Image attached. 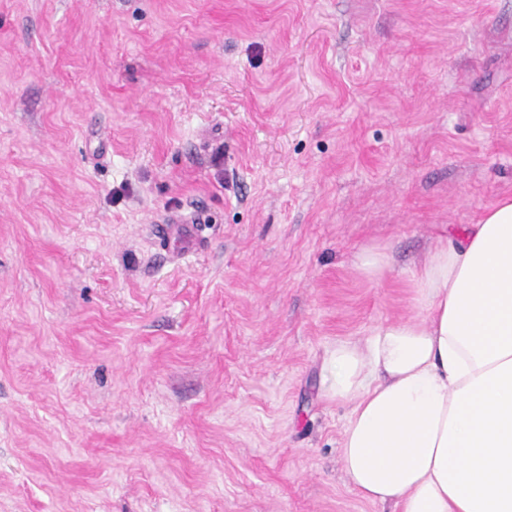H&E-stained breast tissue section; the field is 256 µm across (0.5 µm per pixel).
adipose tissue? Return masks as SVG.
I'll return each instance as SVG.
<instances>
[{
    "label": "adipose tissue",
    "mask_w": 512,
    "mask_h": 512,
    "mask_svg": "<svg viewBox=\"0 0 512 512\" xmlns=\"http://www.w3.org/2000/svg\"><path fill=\"white\" fill-rule=\"evenodd\" d=\"M415 286L422 318L326 351L344 473L394 512H512V195L437 239Z\"/></svg>",
    "instance_id": "obj_1"
}]
</instances>
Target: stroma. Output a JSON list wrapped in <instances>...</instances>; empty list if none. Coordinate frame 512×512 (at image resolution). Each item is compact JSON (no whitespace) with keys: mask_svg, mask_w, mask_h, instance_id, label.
<instances>
[{"mask_svg":"<svg viewBox=\"0 0 512 512\" xmlns=\"http://www.w3.org/2000/svg\"><path fill=\"white\" fill-rule=\"evenodd\" d=\"M506 195L512 0H0V512H385L322 359ZM161 235L166 238H176L184 249H192L199 243L197 228L193 221L183 220L175 224L161 225Z\"/></svg>","mask_w":512,"mask_h":512,"instance_id":"obj_1","label":"stroma"}]
</instances>
